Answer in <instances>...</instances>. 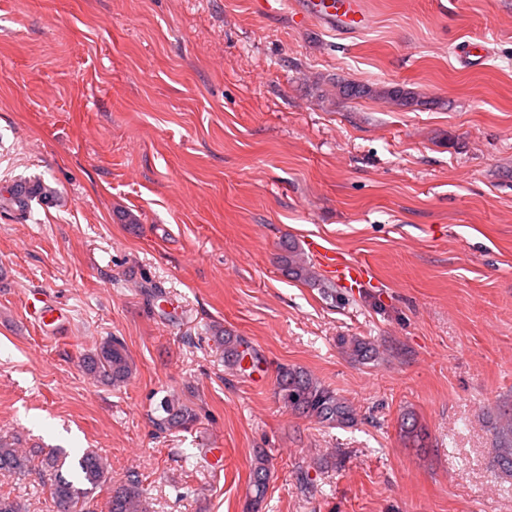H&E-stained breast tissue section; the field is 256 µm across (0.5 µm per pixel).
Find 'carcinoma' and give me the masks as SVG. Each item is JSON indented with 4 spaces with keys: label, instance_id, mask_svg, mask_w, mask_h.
Listing matches in <instances>:
<instances>
[{
    "label": "carcinoma",
    "instance_id": "1",
    "mask_svg": "<svg viewBox=\"0 0 512 512\" xmlns=\"http://www.w3.org/2000/svg\"><path fill=\"white\" fill-rule=\"evenodd\" d=\"M338 94L345 99L382 98L400 108L418 105L421 100L404 87H374L365 83L347 81L336 85ZM280 262L286 275L309 281L311 271L299 258L295 248L287 241L281 244ZM224 345V359L244 370V358L249 349L245 341L229 334L219 338ZM87 370L101 380L112 384L124 383L132 375L128 353L116 337L102 342L95 353L88 357ZM279 392L286 405L315 417L329 427H348L355 422L351 405L333 392L315 382L306 372L283 367L278 373ZM164 416L158 426L166 429L185 425L194 419L187 408L169 401L161 406ZM493 462L498 470L512 477V406L499 409L493 428ZM67 454L54 449L40 461V471L49 474L50 494L56 512H93L90 508L94 490L111 483L109 469L102 457L86 451L70 472H63ZM35 470L33 458L12 443L0 440V475H26ZM109 512H149L140 481L134 475L112 490L108 501Z\"/></svg>",
    "mask_w": 512,
    "mask_h": 512
}]
</instances>
